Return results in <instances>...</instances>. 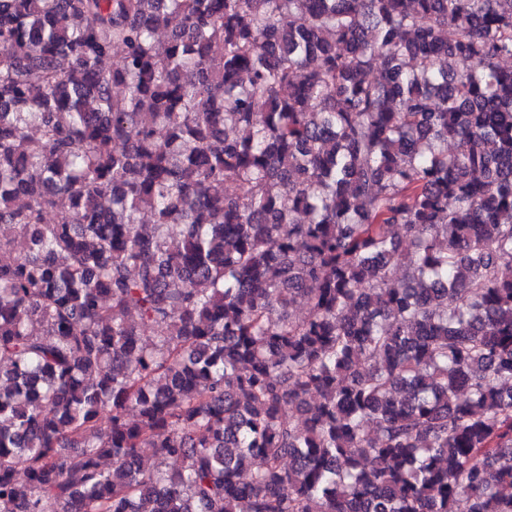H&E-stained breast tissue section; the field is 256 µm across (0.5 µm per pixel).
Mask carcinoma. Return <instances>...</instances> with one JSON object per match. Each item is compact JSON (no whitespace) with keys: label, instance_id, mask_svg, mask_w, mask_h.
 I'll use <instances>...</instances> for the list:
<instances>
[{"label":"carcinoma","instance_id":"1","mask_svg":"<svg viewBox=\"0 0 512 512\" xmlns=\"http://www.w3.org/2000/svg\"><path fill=\"white\" fill-rule=\"evenodd\" d=\"M506 60L512 0H0V512H512Z\"/></svg>","mask_w":512,"mask_h":512}]
</instances>
